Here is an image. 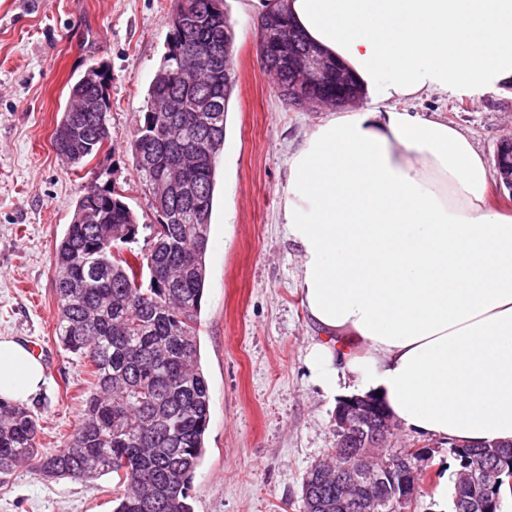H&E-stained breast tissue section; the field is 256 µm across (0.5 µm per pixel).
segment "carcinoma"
Wrapping results in <instances>:
<instances>
[{"mask_svg": "<svg viewBox=\"0 0 512 512\" xmlns=\"http://www.w3.org/2000/svg\"><path fill=\"white\" fill-rule=\"evenodd\" d=\"M162 66L147 91L148 102L174 96L207 110L183 120L180 112L147 110L132 154L144 186L168 168L189 169L187 178L151 203L157 223L140 225L101 172L84 187L75 211H91L95 223L71 222L54 258L56 337L62 348L91 367L94 392L60 447L39 448L41 426L31 408L0 398V478L22 463L48 480H90L110 475L113 512H193L189 491L205 452L210 392L200 364L199 325L206 280L205 257L216 164L224 145L225 114L235 72H224L234 35L224 0H175ZM288 32L292 49L311 44L293 27H274L265 38ZM280 96L297 105L294 76L265 61ZM108 71L70 86L69 104L53 134L56 152L83 167L111 138L110 103L100 112L80 111L86 98L108 95ZM150 231L144 254L128 249ZM128 256H123V251ZM455 473L469 472L467 498L454 512H479L475 504L501 495L512 479V446L450 448ZM336 481L312 487L316 504L336 502Z\"/></svg>", "mask_w": 512, "mask_h": 512, "instance_id": "carcinoma-1", "label": "carcinoma"}]
</instances>
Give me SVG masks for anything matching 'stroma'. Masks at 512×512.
Segmentation results:
<instances>
[{
	"mask_svg": "<svg viewBox=\"0 0 512 512\" xmlns=\"http://www.w3.org/2000/svg\"><path fill=\"white\" fill-rule=\"evenodd\" d=\"M242 2H224L237 83L206 254L199 339L210 421L191 503L194 512H302L305 472L337 443V397L307 361L322 336L297 289L301 249L280 209L291 154L330 111L283 100L257 54L258 16ZM171 17L172 0H0V336L44 365L46 382L28 405L47 451L75 426L90 390L84 360L57 343L53 291L55 247L87 178L56 154L52 135L71 84L90 64H106L112 137L93 164L107 168L139 223H155L131 143ZM402 107L461 129L492 166V204L512 212V190L494 169L512 137L511 86L453 87ZM112 487L108 475L54 482L23 465L0 485V512H112Z\"/></svg>",
	"mask_w": 512,
	"mask_h": 512,
	"instance_id": "35a3bbf8",
	"label": "stroma"
}]
</instances>
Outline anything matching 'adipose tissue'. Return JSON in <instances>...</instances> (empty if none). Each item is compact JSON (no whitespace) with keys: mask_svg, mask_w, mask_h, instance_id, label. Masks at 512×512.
<instances>
[{"mask_svg":"<svg viewBox=\"0 0 512 512\" xmlns=\"http://www.w3.org/2000/svg\"><path fill=\"white\" fill-rule=\"evenodd\" d=\"M288 14L386 110L332 114L291 157L282 197L330 391L379 395L406 430L512 442V214L448 122L400 102L512 82V0H246ZM40 359L0 337V397L27 402Z\"/></svg>","mask_w":512,"mask_h":512,"instance_id":"adipose-tissue-1","label":"adipose tissue"}]
</instances>
